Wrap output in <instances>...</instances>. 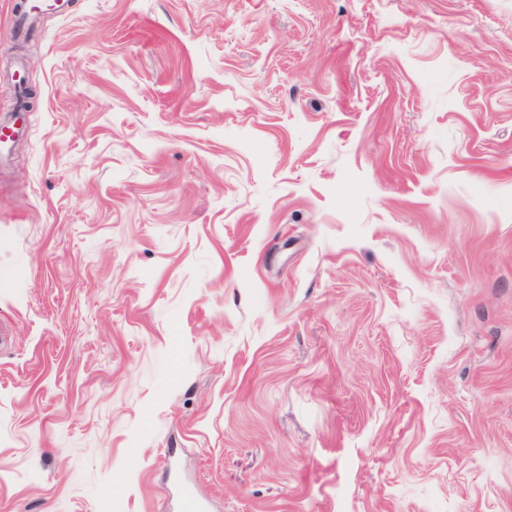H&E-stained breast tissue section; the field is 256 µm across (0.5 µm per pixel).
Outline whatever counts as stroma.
Returning <instances> with one entry per match:
<instances>
[{"label": "stroma", "mask_w": 512, "mask_h": 512, "mask_svg": "<svg viewBox=\"0 0 512 512\" xmlns=\"http://www.w3.org/2000/svg\"><path fill=\"white\" fill-rule=\"evenodd\" d=\"M17 4L0 512H512V0Z\"/></svg>", "instance_id": "obj_1"}]
</instances>
